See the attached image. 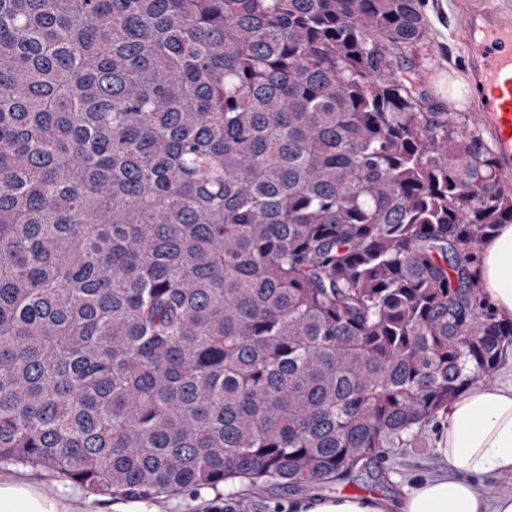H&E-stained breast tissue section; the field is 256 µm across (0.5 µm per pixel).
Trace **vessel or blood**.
I'll return each instance as SVG.
<instances>
[{
	"mask_svg": "<svg viewBox=\"0 0 512 512\" xmlns=\"http://www.w3.org/2000/svg\"><path fill=\"white\" fill-rule=\"evenodd\" d=\"M463 40L473 51L472 75L481 120L496 139L505 176H512V10L471 0Z\"/></svg>",
	"mask_w": 512,
	"mask_h": 512,
	"instance_id": "vessel-or-blood-1",
	"label": "vessel or blood"
}]
</instances>
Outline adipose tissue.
<instances>
[{"label":"adipose tissue","mask_w":512,"mask_h":512,"mask_svg":"<svg viewBox=\"0 0 512 512\" xmlns=\"http://www.w3.org/2000/svg\"><path fill=\"white\" fill-rule=\"evenodd\" d=\"M483 292L500 316L512 318V224L484 245L478 270ZM438 474L397 500L336 495L306 500L300 512H512V492L487 498L479 482L512 473V386L478 385L440 414L433 441ZM65 496L24 482L0 480V512H73Z\"/></svg>","instance_id":"1"}]
</instances>
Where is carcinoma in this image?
<instances>
[{"label":"carcinoma","mask_w":512,"mask_h":512,"mask_svg":"<svg viewBox=\"0 0 512 512\" xmlns=\"http://www.w3.org/2000/svg\"><path fill=\"white\" fill-rule=\"evenodd\" d=\"M422 0H0V464L355 483L492 380L495 144Z\"/></svg>","instance_id":"cac0c4a2"}]
</instances>
